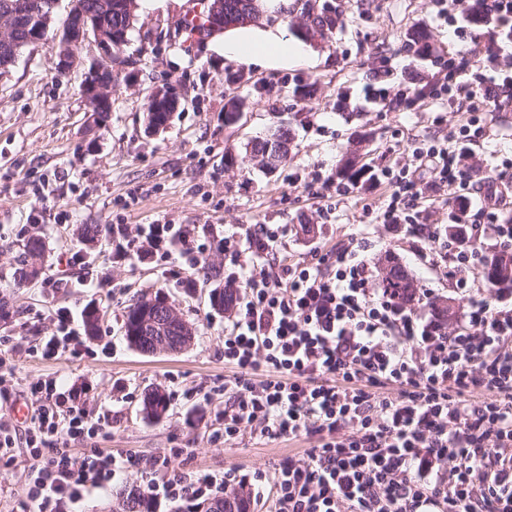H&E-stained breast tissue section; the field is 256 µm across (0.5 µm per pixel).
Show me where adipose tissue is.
<instances>
[{
	"label": "adipose tissue",
	"mask_w": 512,
	"mask_h": 512,
	"mask_svg": "<svg viewBox=\"0 0 512 512\" xmlns=\"http://www.w3.org/2000/svg\"><path fill=\"white\" fill-rule=\"evenodd\" d=\"M293 0H258L260 19L227 27L212 36L226 61L264 70H283L299 62L317 64L308 45L292 40L282 23Z\"/></svg>",
	"instance_id": "ef3b65f1"
}]
</instances>
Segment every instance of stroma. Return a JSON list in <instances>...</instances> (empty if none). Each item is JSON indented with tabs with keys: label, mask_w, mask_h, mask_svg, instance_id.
<instances>
[{
	"label": "stroma",
	"mask_w": 512,
	"mask_h": 512,
	"mask_svg": "<svg viewBox=\"0 0 512 512\" xmlns=\"http://www.w3.org/2000/svg\"><path fill=\"white\" fill-rule=\"evenodd\" d=\"M308 1L341 12L345 26L332 42L311 40L323 57L319 65L284 71L227 63L205 36L184 41L176 23L199 0L136 10L126 49L135 74L115 80L112 108L101 120L80 92L81 70L58 75L50 46L37 45L0 70V300L10 309L0 321V359L12 369L0 393V420L15 424L13 403L33 404L30 384L56 377L80 386L86 412L105 425L100 448L166 461L159 470H135L105 488L84 490L64 512H101L123 487L145 489L182 472H269L307 448L304 440L248 434L229 446L210 440L224 407V380L233 374L224 361L225 316L209 301L224 283L225 231L285 226L276 251L291 262L365 235L367 261L393 252L417 281L440 295L452 293L423 258L431 228L447 223V211L434 210L424 226L375 224L362 207L383 205L382 190L358 186L356 195L336 199L328 216L315 193L324 180L348 183L362 168L394 163L407 141L447 139L465 115L437 111L427 94L447 69L449 53L470 48L471 40L454 34L428 0H295L286 22L290 36H299ZM419 27L433 36L432 54L423 59L406 48L408 33ZM158 87L177 96L180 107L165 130L151 135L143 113ZM370 88L384 89L386 100L368 104ZM402 95L414 106H397ZM280 126L294 143L290 160L274 174L253 161L225 167L226 152H243L250 139ZM165 223L212 228V278L195 274L189 286L155 260L132 267L117 259L106 234L89 242L75 235L82 224ZM32 235L45 243L44 274L18 286L16 258ZM144 295L163 296L195 327L188 349L148 355L128 345L125 312ZM94 306L102 317L91 338L82 316ZM62 314L78 349L43 356L42 340L55 334ZM155 389L165 393L167 411L149 419L143 398ZM31 464L25 447L0 459V512H28L23 488Z\"/></svg>",
	"instance_id": "stroma-1"
}]
</instances>
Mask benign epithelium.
<instances>
[{"label":"benign epithelium","instance_id":"7a95c632","mask_svg":"<svg viewBox=\"0 0 512 512\" xmlns=\"http://www.w3.org/2000/svg\"><path fill=\"white\" fill-rule=\"evenodd\" d=\"M5 11L3 20L6 26L0 29V48L7 47L11 37L22 31L27 33L35 45L46 41V34L54 18L45 13L40 0H8ZM111 15L112 0H96L95 8L91 10L87 8L85 0H70L67 18L55 30L52 43L59 74L66 75L77 68L84 70L81 92L98 114L110 111L115 76L133 67L131 58L118 51L114 45L116 33L107 22ZM87 42L95 46L96 51L85 59L80 49ZM148 103L152 105L153 113L178 108V100L163 88L155 90ZM149 324L153 327L159 324L177 327L176 341L154 347L156 353L182 351L190 345L195 333L194 327L162 299L156 301Z\"/></svg>","mask_w":512,"mask_h":512}]
</instances>
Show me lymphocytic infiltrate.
Here are the masks:
<instances>
[{"instance_id":"1","label":"lymphocytic infiltrate","mask_w":512,"mask_h":512,"mask_svg":"<svg viewBox=\"0 0 512 512\" xmlns=\"http://www.w3.org/2000/svg\"><path fill=\"white\" fill-rule=\"evenodd\" d=\"M483 35L512 52V0H473ZM512 94V65L480 50L448 59V72L430 96L460 108L466 120L444 143L413 142L411 164L370 168L382 188L381 224H423L422 207L439 194L453 223L474 226L497 245L512 247V219L503 203L512 193V159L474 174L464 159L490 138L487 113ZM284 228L232 233L226 276L240 299L224 325V360L234 368L212 441L233 444L244 433L267 439L312 440L302 458L280 462L255 478L271 487L267 512H512V289L487 300L477 288L479 249L468 238L432 234L441 275L463 291L467 311L453 326L424 310L434 289L420 286L401 302L373 285L363 239L326 250L311 262H279L257 270ZM196 224H152L147 240L166 262L180 254L186 271L200 269L207 248ZM37 402L24 432L0 424V458L17 442L37 462L26 499L34 512H62L87 486L103 487L133 469V453L76 456L68 445L99 434L76 385L58 379L32 383ZM243 478L189 473L163 483L165 495H205Z\"/></svg>"}]
</instances>
